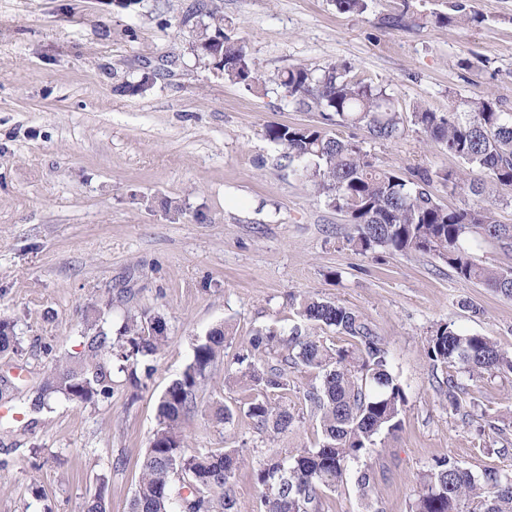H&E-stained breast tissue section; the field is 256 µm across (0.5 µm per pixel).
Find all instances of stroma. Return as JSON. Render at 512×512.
I'll use <instances>...</instances> for the list:
<instances>
[{
    "label": "stroma",
    "instance_id": "35a3bbf8",
    "mask_svg": "<svg viewBox=\"0 0 512 512\" xmlns=\"http://www.w3.org/2000/svg\"><path fill=\"white\" fill-rule=\"evenodd\" d=\"M192 2L0 0V313L14 320L22 349L0 355V376L19 388L0 418V512H82L99 492L110 512H127L158 399L220 323L229 327L224 360L183 430L190 451L242 450L238 508L254 512L253 465L321 438L305 399L319 377L292 368L287 389L269 393L296 418L272 436L247 414L254 391L225 385L224 365L255 330L289 334L299 321L291 300L303 294L369 321L407 395L402 431L349 463L321 512H357L352 474L363 464L375 472L376 512H410L418 474L439 457L476 473L512 471V375L458 373L467 394L456 411L439 387L445 369L425 355L443 322L512 352V301L431 256L356 254L344 215L264 136L270 124L318 121L277 79L297 63H345L406 109L444 112L489 92L512 112V0H463L484 17L469 29L428 22L448 0H411L405 13L399 0H368L358 15L333 0H222L225 32L244 40L262 73L257 91L197 57L204 19ZM146 71L155 79L137 90ZM342 134L389 168L459 166L413 131L387 143L359 128ZM142 312L167 322L152 373L116 371L110 397L57 396L32 411L56 359H83L92 322L112 332ZM219 404L233 409L230 423L211 421Z\"/></svg>",
    "mask_w": 512,
    "mask_h": 512
}]
</instances>
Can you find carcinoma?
Returning a JSON list of instances; mask_svg holds the SVG:
<instances>
[{"label": "carcinoma", "instance_id": "obj_1", "mask_svg": "<svg viewBox=\"0 0 512 512\" xmlns=\"http://www.w3.org/2000/svg\"><path fill=\"white\" fill-rule=\"evenodd\" d=\"M452 13H434L439 25L475 24L478 13L465 5H450ZM194 14L210 22L197 42L224 39V59L213 67L224 78L249 89L262 76L242 39L224 35V15L215 0H194ZM295 108L315 112V125L270 124L265 137L285 149L288 162L304 163L302 175L325 205L353 226L351 249L366 255L377 248L414 255H431L458 277L477 281L495 294L512 300V271L475 264L464 238L477 234L496 241L512 253V225L501 223L495 205L512 201V112L489 93L449 102L436 112L424 104L400 108L386 88L351 75L341 63L313 67L298 63L278 76ZM331 126L366 130L374 142H391L413 130L441 143L457 158V170L416 168L411 176L383 167L358 142L339 136ZM440 181L465 189L477 201L463 207L443 204L432 191ZM297 315L307 324L332 328L349 337L348 347H330L295 326L289 353L275 365L263 356L280 343L278 333L258 329L234 357L243 370L225 367V381L275 391L288 386V367L302 365L318 372L320 385L308 393L319 417L322 440L296 455H271L257 463L253 476L257 512H321L325 492L344 484L348 464L376 451L385 435L402 429L406 393L393 375L380 338L370 323L336 301L304 296ZM166 341V321L159 315H131L109 338L98 327L87 336V356L74 364L58 360L43 384L44 396L61 394L67 400L90 403L112 392L104 356L137 364L157 354ZM224 327L211 329L193 347L191 361L162 393L157 405L158 426L149 439L142 477L128 503V512H239L234 478L245 463L242 450L187 453L183 421L196 404V392L224 358ZM18 352L14 321L0 317V352ZM425 355L435 365L457 366L470 379L512 373V354L488 336L467 334L453 325H438L427 340ZM249 415L261 430L280 434L294 425V415L266 398H254ZM373 469L356 472L360 505L372 508ZM419 488L410 512H512L509 474L485 470L475 474L450 458H436L418 476Z\"/></svg>", "mask_w": 512, "mask_h": 512}]
</instances>
